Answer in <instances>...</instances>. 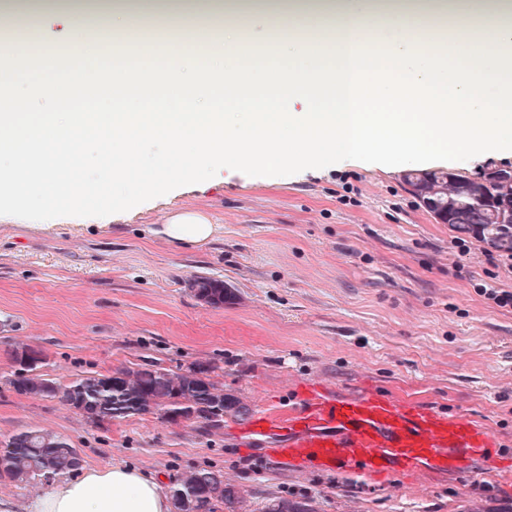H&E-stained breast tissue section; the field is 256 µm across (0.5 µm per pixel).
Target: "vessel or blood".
<instances>
[{
  "label": "vessel or blood",
  "mask_w": 512,
  "mask_h": 512,
  "mask_svg": "<svg viewBox=\"0 0 512 512\" xmlns=\"http://www.w3.org/2000/svg\"><path fill=\"white\" fill-rule=\"evenodd\" d=\"M252 434L274 433L271 456L291 471L317 467L346 475L383 478L395 471L462 472L477 459L502 461L495 435L459 415L401 403L367 388L352 396L323 391L278 420L255 415Z\"/></svg>",
  "instance_id": "b4317fda"
}]
</instances>
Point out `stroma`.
Returning a JSON list of instances; mask_svg holds the SVG:
<instances>
[{
  "label": "stroma",
  "mask_w": 512,
  "mask_h": 512,
  "mask_svg": "<svg viewBox=\"0 0 512 512\" xmlns=\"http://www.w3.org/2000/svg\"><path fill=\"white\" fill-rule=\"evenodd\" d=\"M108 40L140 36L158 46L189 20L144 18L124 27L93 18ZM13 91L37 112H73V85L48 102L20 59ZM78 178L91 191L81 208L30 198L0 209V436L55 432L81 463H125L173 479L193 468L223 471L255 505L271 497L316 499L319 512H512V473L475 461L462 474L423 473L415 482L339 473L295 474L265 456L249 423L221 429L142 414L96 426L58 401L17 394L6 382L11 351L38 350L40 373L65 385L153 360L172 369L211 366L251 413L300 407L312 384L345 395L369 384L395 400L481 423L512 456V311L476 292L492 267L468 253L403 181L407 168L334 159L285 173L229 180L183 178L164 195L102 210L94 197L106 158L80 146ZM131 178L145 182L178 164L167 143L130 144ZM206 213L220 231L201 247L151 234L174 210ZM223 281L232 296L213 306L193 279Z\"/></svg>",
  "instance_id": "1"
}]
</instances>
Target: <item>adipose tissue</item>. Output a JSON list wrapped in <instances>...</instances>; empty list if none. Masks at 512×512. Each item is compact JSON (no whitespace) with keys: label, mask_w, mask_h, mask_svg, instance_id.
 Listing matches in <instances>:
<instances>
[{"label":"adipose tissue","mask_w":512,"mask_h":512,"mask_svg":"<svg viewBox=\"0 0 512 512\" xmlns=\"http://www.w3.org/2000/svg\"><path fill=\"white\" fill-rule=\"evenodd\" d=\"M264 0H225L240 22L223 36L190 51L196 38L164 47L158 62L137 68L141 89L179 85L178 99L163 109H95L103 73L124 86L127 64L107 59L87 33L86 10L48 4L31 9L34 31L72 34L75 56H44L35 66L39 91L59 96L64 77L89 87L79 112L34 113L25 95L0 89V161L25 164L0 169V200L25 185L41 198L60 189L43 163L47 139L58 150L53 166L80 165L75 144L96 141L112 159L103 174L112 188L106 204L131 203L143 190H164L190 171L231 176L242 170L281 172L303 160H395L405 165L487 152L512 138V0H274L273 51L247 56L242 23ZM280 67H272L271 54ZM271 78L269 96L250 111L224 110L223 96L251 90ZM148 136L168 140L179 165L148 187L127 186L126 143ZM219 231L203 213L171 214L159 232L170 242L202 246ZM163 477L117 463L79 468L76 476L44 484L24 512H171Z\"/></svg>","instance_id":"obj_1"}]
</instances>
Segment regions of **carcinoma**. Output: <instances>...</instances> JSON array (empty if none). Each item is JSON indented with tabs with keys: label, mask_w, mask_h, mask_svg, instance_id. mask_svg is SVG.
<instances>
[{
	"label": "carcinoma",
	"mask_w": 512,
	"mask_h": 512,
	"mask_svg": "<svg viewBox=\"0 0 512 512\" xmlns=\"http://www.w3.org/2000/svg\"><path fill=\"white\" fill-rule=\"evenodd\" d=\"M417 195L433 201L443 224L463 234L471 225L497 240L502 248L512 246V181L485 172L469 177L452 171L409 172L404 176ZM197 296L218 306L224 303V285L206 277L196 280ZM30 348L11 352L19 369L7 382L20 395L57 400L96 425L116 419L157 413L171 422L199 421L208 427L224 426V416L243 418L250 408L240 397L194 368L167 369L157 362L119 368L109 374L82 375L67 385L36 372L24 361ZM80 455L59 435L42 429H22L0 440V481L30 486L77 469ZM175 512H318L310 498L268 499L258 511L251 508L245 490L224 482V473L195 469L175 478L172 489Z\"/></svg>",
	"instance_id": "cac0c4a2"
}]
</instances>
